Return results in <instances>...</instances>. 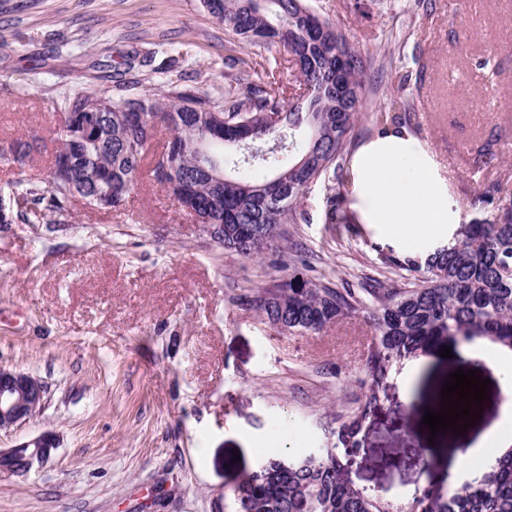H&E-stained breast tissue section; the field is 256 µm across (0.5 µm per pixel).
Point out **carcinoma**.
<instances>
[{
	"instance_id": "cac0c4a2",
	"label": "carcinoma",
	"mask_w": 512,
	"mask_h": 512,
	"mask_svg": "<svg viewBox=\"0 0 512 512\" xmlns=\"http://www.w3.org/2000/svg\"><path fill=\"white\" fill-rule=\"evenodd\" d=\"M210 17L229 37L250 47L279 45L291 55L309 95L290 104L242 73L218 95L209 89L159 88L163 97L118 80L115 88L64 93L57 101L52 142L68 144V160L54 158L46 186L14 183L13 205L0 224H63L79 202L95 209L97 190H107L111 208L121 207L138 184L143 167L162 173L179 201H191L201 224L224 225L222 248L253 258L280 250L282 227L307 221L303 200L324 185L323 220L350 226L346 207L352 184L353 129L362 98H338L360 91L367 71L383 64L364 56L328 19L313 16L316 31L298 23L309 12L305 0H203ZM396 129L411 121L414 103L391 104ZM99 114L91 131L72 115ZM171 132L161 150L146 155L158 124ZM224 127V140L208 152L224 169L212 174L201 156L202 140ZM263 167L260 180L241 171ZM499 188L487 185L481 202L491 219L463 224L454 244L425 259L379 254V267L424 271L419 283L402 288L390 277H369L363 287L336 288L325 277L292 268L272 288L233 294L229 301L256 313L281 332L318 333L349 316L365 313L375 331L366 358L362 399L338 427L343 447L319 456L284 453L264 459L233 493L235 512H512V449L497 465L446 498H414L400 506L363 495L345 483L343 457L353 451L361 422L384 395L401 359L443 340L485 339L512 350V206L499 203Z\"/></svg>"
}]
</instances>
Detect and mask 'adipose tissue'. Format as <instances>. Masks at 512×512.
<instances>
[{"label": "adipose tissue", "instance_id": "obj_1", "mask_svg": "<svg viewBox=\"0 0 512 512\" xmlns=\"http://www.w3.org/2000/svg\"><path fill=\"white\" fill-rule=\"evenodd\" d=\"M351 168L349 206L362 223L387 227L392 237L422 255L452 242L462 209L448 187L446 168L408 130L392 128L362 143ZM462 357L493 368L507 401L498 426L459 450L453 473L461 481L495 465L489 447L502 428L512 425V354L485 342L464 350Z\"/></svg>", "mask_w": 512, "mask_h": 512}]
</instances>
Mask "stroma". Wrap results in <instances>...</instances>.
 I'll return each instance as SVG.
<instances>
[{"label":"stroma","instance_id":"stroma-1","mask_svg":"<svg viewBox=\"0 0 512 512\" xmlns=\"http://www.w3.org/2000/svg\"><path fill=\"white\" fill-rule=\"evenodd\" d=\"M365 54L385 53L404 84L370 74L355 132L366 140L380 110L408 98L411 132L444 163L465 223L488 219L477 197L498 182L512 202V0H308ZM201 0H0V140H36L25 170L0 163V192L25 176L46 180L56 87L102 83L126 56L182 57L171 80L224 84L227 53L246 59L268 89H300L287 51L229 49ZM307 221L286 225L280 264L216 246L153 177L117 209L75 206L57 229L0 224V366L39 377L44 408L0 431V448L43 432L58 447L29 475L0 473V512H233L232 493L261 458L339 445L336 420L357 383L375 332L364 317L324 331L281 333L231 305L235 288L287 275L292 244L318 255L336 287L378 275L391 252L382 226L336 236L322 221L323 191ZM439 346L402 360L345 456L354 489L401 503L459 489L455 449L500 417L493 371L482 417L466 433L430 435L422 419L441 404L463 365ZM413 374L405 384V374Z\"/></svg>","mask_w":512,"mask_h":512}]
</instances>
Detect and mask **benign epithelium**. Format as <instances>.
<instances>
[{"label": "benign epithelium", "mask_w": 512, "mask_h": 512, "mask_svg": "<svg viewBox=\"0 0 512 512\" xmlns=\"http://www.w3.org/2000/svg\"><path fill=\"white\" fill-rule=\"evenodd\" d=\"M44 382L26 372L0 367V431L17 427L39 412L45 405ZM58 447L49 432L18 444L0 448V472L25 476L35 467L46 464Z\"/></svg>", "instance_id": "obj_1"}]
</instances>
